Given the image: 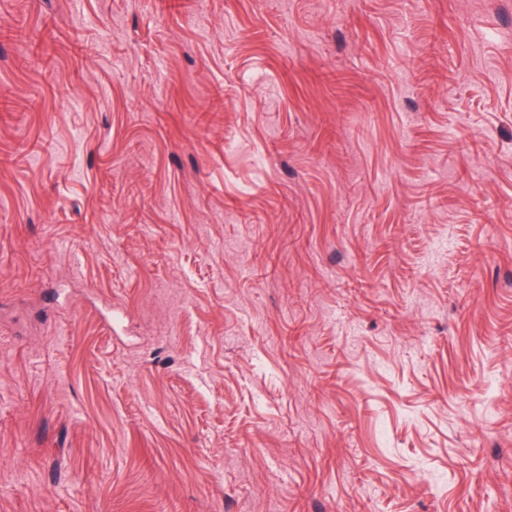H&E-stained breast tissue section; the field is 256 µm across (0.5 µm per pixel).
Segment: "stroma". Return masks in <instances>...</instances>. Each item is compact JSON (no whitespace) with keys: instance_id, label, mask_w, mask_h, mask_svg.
<instances>
[{"instance_id":"35a3bbf8","label":"stroma","mask_w":512,"mask_h":512,"mask_svg":"<svg viewBox=\"0 0 512 512\" xmlns=\"http://www.w3.org/2000/svg\"><path fill=\"white\" fill-rule=\"evenodd\" d=\"M0 512H512V0H0Z\"/></svg>"}]
</instances>
